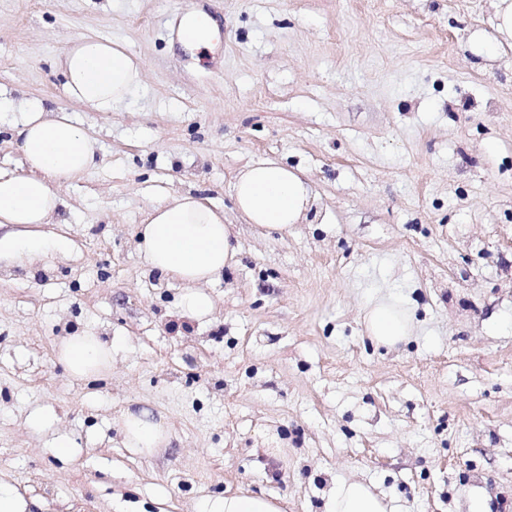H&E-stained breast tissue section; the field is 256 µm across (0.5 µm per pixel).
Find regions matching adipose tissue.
<instances>
[{
  "label": "adipose tissue",
  "mask_w": 512,
  "mask_h": 512,
  "mask_svg": "<svg viewBox=\"0 0 512 512\" xmlns=\"http://www.w3.org/2000/svg\"><path fill=\"white\" fill-rule=\"evenodd\" d=\"M68 97L96 112H109L142 86L143 66L112 40L85 36L72 41L60 58ZM13 131L29 168L28 175L0 174V261L23 254L65 252L64 237L49 239L38 225L51 223L62 204L54 183L93 170L97 164L94 141L64 111L44 101L25 100ZM234 204L245 223L285 231L307 219L312 205L306 181L275 161L248 165L232 187ZM234 225L205 200L185 193L154 206L139 232L136 248L145 264L182 283L186 312L208 315L213 299L203 286L224 272L236 254ZM368 335L378 345L397 346L412 336L415 315L409 302L388 295L375 299L364 313ZM112 341L91 330L64 337L58 357L70 376L89 379L112 367ZM119 433L124 447L151 455L169 441L163 420L146 410L125 411ZM325 512H394L384 495L359 480H341L331 490Z\"/></svg>",
  "instance_id": "1"
}]
</instances>
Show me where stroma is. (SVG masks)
<instances>
[{
	"instance_id": "1",
	"label": "stroma",
	"mask_w": 512,
	"mask_h": 512,
	"mask_svg": "<svg viewBox=\"0 0 512 512\" xmlns=\"http://www.w3.org/2000/svg\"><path fill=\"white\" fill-rule=\"evenodd\" d=\"M494 2L0 0V95L70 112L99 145L39 227L71 248L0 263V480L31 512L227 494L324 512L339 479L398 512H512V42ZM195 9L218 30L192 52L173 22ZM82 36L144 65L113 111L63 89ZM267 159L310 186L309 223H243L234 179ZM186 192L238 230L202 318L136 249ZM385 293L416 319L392 350L363 325ZM86 330L117 346L110 373L77 380L55 350ZM125 408L163 416L169 446L125 448ZM60 434L73 458L51 452Z\"/></svg>"
}]
</instances>
